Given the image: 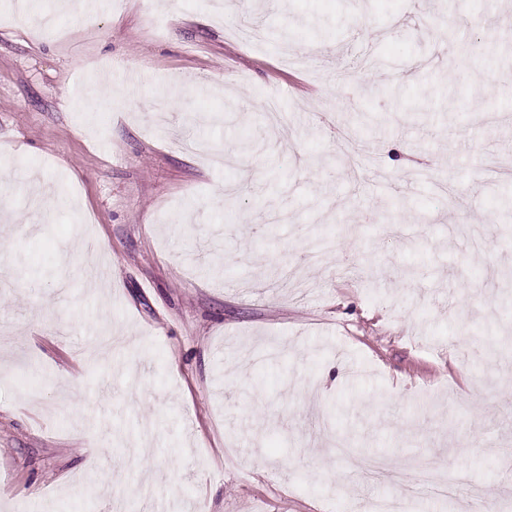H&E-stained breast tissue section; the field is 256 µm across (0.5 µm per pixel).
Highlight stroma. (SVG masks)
<instances>
[{
	"mask_svg": "<svg viewBox=\"0 0 512 512\" xmlns=\"http://www.w3.org/2000/svg\"><path fill=\"white\" fill-rule=\"evenodd\" d=\"M13 14L0 512H512V0Z\"/></svg>",
	"mask_w": 512,
	"mask_h": 512,
	"instance_id": "1",
	"label": "stroma"
}]
</instances>
